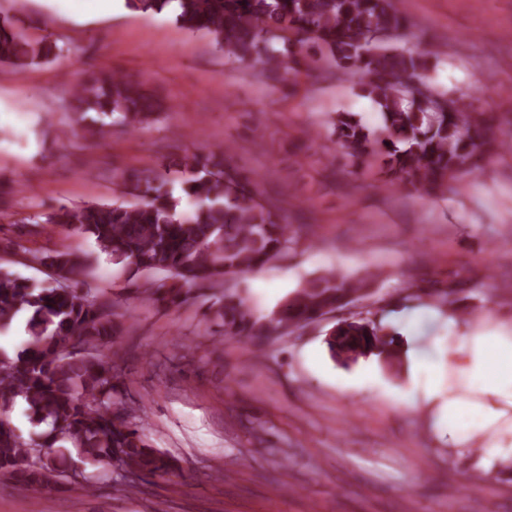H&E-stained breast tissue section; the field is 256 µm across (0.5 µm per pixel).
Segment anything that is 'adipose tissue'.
<instances>
[{"mask_svg":"<svg viewBox=\"0 0 512 512\" xmlns=\"http://www.w3.org/2000/svg\"><path fill=\"white\" fill-rule=\"evenodd\" d=\"M407 347L411 386L397 404L434 421L452 456L474 454L486 478L512 465V330L464 322L419 307L395 319ZM446 327L447 335L427 336Z\"/></svg>","mask_w":512,"mask_h":512,"instance_id":"obj_1","label":"adipose tissue"}]
</instances>
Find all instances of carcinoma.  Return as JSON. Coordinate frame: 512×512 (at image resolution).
Returning a JSON list of instances; mask_svg holds the SVG:
<instances>
[{
  "mask_svg": "<svg viewBox=\"0 0 512 512\" xmlns=\"http://www.w3.org/2000/svg\"><path fill=\"white\" fill-rule=\"evenodd\" d=\"M126 7L143 14L171 8L184 29L209 33L224 56L267 73L285 63L297 77L324 65L369 76L361 95L374 102L382 124L372 129L352 112H334L327 125L336 148L352 163L382 162L391 188L409 184L443 194L475 176L502 148L492 137L491 117L423 82L429 54L400 45L412 23L395 0H126ZM52 50L16 22L0 20L1 64L21 72L48 59ZM70 109L86 138L108 133L105 123L88 118L91 110L123 129L162 112L141 83L117 72L78 84ZM230 152L227 146L219 154L186 155L181 196L165 173L124 174L122 183L135 201L63 208L34 222V233L58 225L92 238L131 277L145 278L146 299L179 306L193 286L222 288L228 277L264 266L293 241L252 181L229 165ZM33 259L54 269L56 286L0 271V328L24 316L27 334L14 355L0 352V478L50 494L61 481L85 478L78 462L134 474L125 484L129 491L177 475L178 459L152 447L137 415L116 406L115 362L102 353L114 347L120 331L112 299L79 289L91 268L77 254L50 250ZM372 280L371 273H325L289 294L263 323L226 291L214 324L226 336L259 345L278 330L362 299ZM325 343L330 357L347 366L372 353L389 369L401 365L390 328L366 319L339 321ZM18 404L42 428L37 438L26 439L13 426L10 413Z\"/></svg>",
  "mask_w": 512,
  "mask_h": 512,
  "instance_id": "1",
  "label": "carcinoma"
}]
</instances>
